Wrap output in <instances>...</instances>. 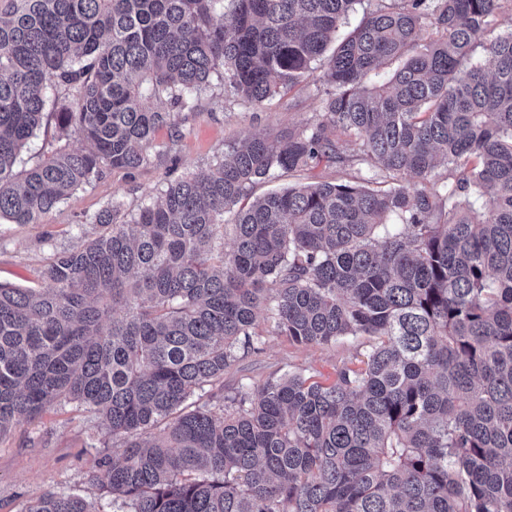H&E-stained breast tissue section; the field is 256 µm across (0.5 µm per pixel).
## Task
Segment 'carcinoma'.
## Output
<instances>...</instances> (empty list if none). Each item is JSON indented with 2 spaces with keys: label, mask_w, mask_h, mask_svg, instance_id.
<instances>
[{
  "label": "carcinoma",
  "mask_w": 512,
  "mask_h": 512,
  "mask_svg": "<svg viewBox=\"0 0 512 512\" xmlns=\"http://www.w3.org/2000/svg\"><path fill=\"white\" fill-rule=\"evenodd\" d=\"M511 1L368 0L338 41L362 0H10L11 224L147 164L212 76L258 105L336 46L315 122L227 146L128 216L102 211L97 237L51 258L52 288L0 283V434L78 403L115 440L88 482L128 512H512V31L495 32ZM428 23L441 37L422 46ZM49 124L58 144L25 166ZM341 133L362 181L251 198L262 180L347 166ZM261 318L297 345L368 344L331 384L288 372L193 401L260 352ZM23 512L97 510L47 492Z\"/></svg>",
  "instance_id": "obj_1"
}]
</instances>
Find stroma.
Wrapping results in <instances>:
<instances>
[{"label": "stroma", "instance_id": "obj_1", "mask_svg": "<svg viewBox=\"0 0 512 512\" xmlns=\"http://www.w3.org/2000/svg\"><path fill=\"white\" fill-rule=\"evenodd\" d=\"M324 106L318 72H311L288 91L262 106L243 104L224 95L222 83L209 85L189 102L188 120L180 130L160 128L151 148L152 162L135 170L114 169L61 201L35 224L0 223V283L46 287L43 271L49 259L94 238L93 217L112 204L136 212L150 203L171 180L206 172L227 145L249 134L275 137L312 123ZM264 344L224 374V393L258 387L288 371H306L332 382L336 369L358 362L362 339L343 337L319 346H297L273 335L269 322L259 324ZM112 439L82 407L63 403L35 420L0 435V512H23L28 501L46 492L83 490L97 512H121L111 497L91 486L87 474Z\"/></svg>", "mask_w": 512, "mask_h": 512}]
</instances>
